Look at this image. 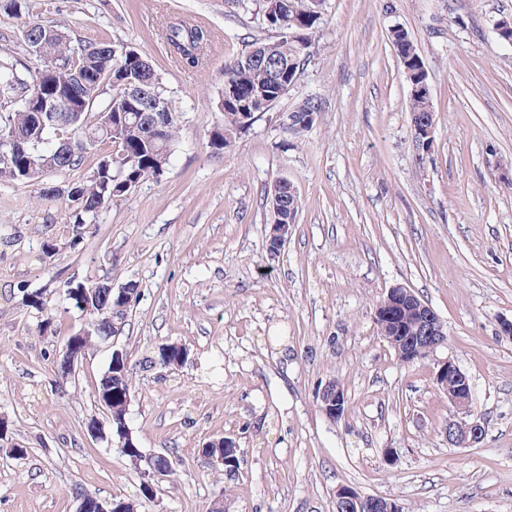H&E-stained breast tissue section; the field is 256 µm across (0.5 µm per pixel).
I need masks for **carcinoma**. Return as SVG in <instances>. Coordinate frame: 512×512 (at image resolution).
Returning a JSON list of instances; mask_svg holds the SVG:
<instances>
[{
  "label": "carcinoma",
  "instance_id": "obj_1",
  "mask_svg": "<svg viewBox=\"0 0 512 512\" xmlns=\"http://www.w3.org/2000/svg\"><path fill=\"white\" fill-rule=\"evenodd\" d=\"M271 27L281 23L290 24L293 33L300 31L292 20L299 19L305 33L313 34L321 20L318 5L310 4L301 9L298 0H278L277 15L263 14ZM27 35L45 36L44 54L36 55L42 66L27 81L17 75L16 66L5 62L0 64V97H21V107L7 115L0 116V131L13 132L22 146L15 152H8L9 160L0 161V181L39 182L49 174L46 163L53 165V172L62 173L81 165L86 151L69 150L62 147L61 140L70 137L85 139L81 124H73L61 129L42 127L35 122L34 112L28 99L39 90L51 94L73 84L75 73H81L80 87L82 98L94 105L103 101L96 112H89L94 121L92 129L98 140L116 139L124 149V163L109 170H99L78 182L84 201L82 207L73 209L74 227L80 229L92 223L104 205L114 197L129 191L126 179L140 183L146 179L160 178L168 163L176 142L177 126L170 119L169 126L160 138L141 127L144 118L139 112L128 113V120L117 121V113L126 111L125 89L110 86L103 82L102 72L112 70V75L128 83L139 84L148 78L158 84L150 62L141 54L120 52L107 58L102 51H112L113 45L98 43L73 47L67 36L53 26L43 22H32L26 26ZM164 39L170 55L183 67L195 68L204 57V51L211 42L210 32L190 21L176 19L166 24ZM301 40L282 36L275 40L261 39L252 43L261 53L269 54L266 65H247L243 55L224 67V94L218 99L217 107L224 112V126L231 134L247 131L258 114L267 112L281 98V82L275 73L285 71L288 62H294V71L310 56L307 50L300 49ZM138 296V286L128 283L114 289L107 282H98L85 287V292L68 296V300L79 311L93 317L92 328L84 331L82 345H87L91 336H107L112 333V325L124 318L130 303ZM186 358L185 348L166 345L159 349L157 360L164 367H176ZM132 388V375L127 366V357H112L107 370L96 385L97 398L108 402L110 426L115 435L120 430L129 429L127 406Z\"/></svg>",
  "mask_w": 512,
  "mask_h": 512
}]
</instances>
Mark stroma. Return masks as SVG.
I'll list each match as a JSON object with an SVG mask.
<instances>
[{"label":"stroma","instance_id":"35a3bbf8","mask_svg":"<svg viewBox=\"0 0 512 512\" xmlns=\"http://www.w3.org/2000/svg\"><path fill=\"white\" fill-rule=\"evenodd\" d=\"M258 2L23 0L0 14V61L23 77L37 64L23 37L33 20L75 45L138 51L178 127L163 176L112 198L80 233L66 196L41 188L81 181L106 144L43 184L0 182V512H76L75 487L136 512H208L220 499L229 512H336L342 486L403 512H512V338L498 326L512 319V45L495 32L512 0H322L297 81L218 150L225 64L279 36ZM180 17L212 35L193 70L162 39ZM396 26L424 63L437 120L421 158ZM310 97L323 110L293 135L288 114ZM280 178L299 212L273 254L267 197ZM73 280L134 281L139 295L117 335L93 337L64 378L66 339L89 326L66 297ZM398 284L445 324V352L485 421L475 446L448 445L453 410L433 360L400 364L378 331L375 306ZM35 291L44 309L28 305ZM166 344L186 347L183 364H154ZM117 349L133 377L132 436L172 470L149 495L95 396ZM332 379L346 397L336 422L317 400ZM224 436L238 449L231 475L200 454Z\"/></svg>","mask_w":512,"mask_h":512}]
</instances>
